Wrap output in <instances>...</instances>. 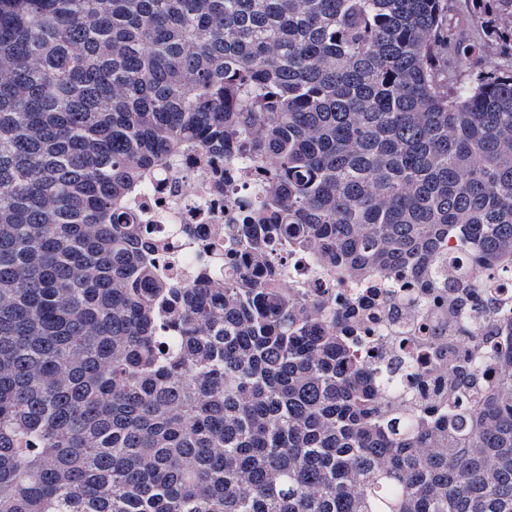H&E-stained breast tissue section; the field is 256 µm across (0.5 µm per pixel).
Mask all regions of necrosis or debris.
I'll use <instances>...</instances> for the list:
<instances>
[{"label":"necrosis or debris","instance_id":"necrosis-or-debris-1","mask_svg":"<svg viewBox=\"0 0 512 512\" xmlns=\"http://www.w3.org/2000/svg\"><path fill=\"white\" fill-rule=\"evenodd\" d=\"M267 176L262 168L228 164L223 151L191 149L168 169L147 178L132 209L151 223L155 236L171 242L174 255L199 264L206 260L203 246L216 226L233 223L237 203L249 199ZM271 248L276 261L288 263L293 297L336 300L342 306L343 322L356 329L370 325L372 341L363 356L382 355L387 369L396 375L406 363H419L413 337L422 313L399 280H335L314 261L289 254L287 246L275 242Z\"/></svg>","mask_w":512,"mask_h":512}]
</instances>
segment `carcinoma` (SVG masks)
Returning <instances> with one entry per match:
<instances>
[{
  "mask_svg": "<svg viewBox=\"0 0 512 512\" xmlns=\"http://www.w3.org/2000/svg\"><path fill=\"white\" fill-rule=\"evenodd\" d=\"M490 2L475 44L448 0H0V512H512V65L464 70L512 44ZM188 145L270 167L250 220L328 276L417 271L471 346L367 365L223 229L176 287L128 204ZM450 239L480 243L451 272ZM426 377L448 407L402 406Z\"/></svg>",
  "mask_w": 512,
  "mask_h": 512,
  "instance_id": "cac0c4a2",
  "label": "carcinoma"
}]
</instances>
